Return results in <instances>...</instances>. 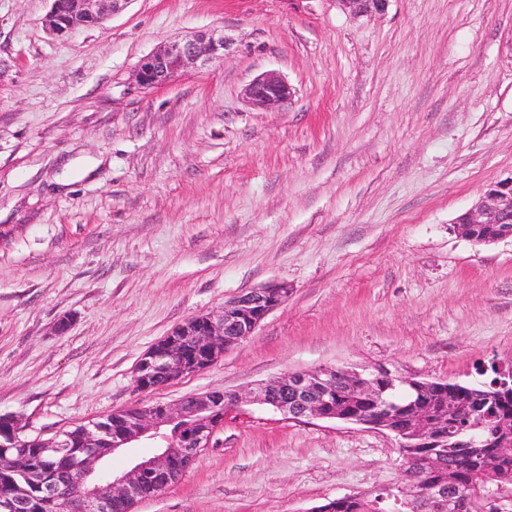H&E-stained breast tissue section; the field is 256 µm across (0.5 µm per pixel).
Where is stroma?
Wrapping results in <instances>:
<instances>
[{
  "mask_svg": "<svg viewBox=\"0 0 512 512\" xmlns=\"http://www.w3.org/2000/svg\"><path fill=\"white\" fill-rule=\"evenodd\" d=\"M0 0V415L48 439L132 405L319 367L477 385L512 364V239L454 219L512 175V0H127L71 37ZM224 35L141 90L138 62ZM274 71L279 110L245 87ZM288 300L212 366L140 391L141 356L251 289ZM67 329H60V322ZM386 431L256 402L135 512H399ZM223 57V33L203 32L191 39L172 41L140 60L136 85L141 89L154 88L179 72L201 68ZM248 102L258 109H275L292 96V88L280 75L269 72L252 80L245 88Z\"/></svg>",
  "mask_w": 512,
  "mask_h": 512,
  "instance_id": "1",
  "label": "stroma"
}]
</instances>
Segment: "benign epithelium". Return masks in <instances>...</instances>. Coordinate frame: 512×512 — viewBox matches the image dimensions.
I'll list each match as a JSON object with an SVG mask.
<instances>
[{
  "instance_id": "obj_1",
  "label": "benign epithelium",
  "mask_w": 512,
  "mask_h": 512,
  "mask_svg": "<svg viewBox=\"0 0 512 512\" xmlns=\"http://www.w3.org/2000/svg\"><path fill=\"white\" fill-rule=\"evenodd\" d=\"M127 0H51L46 17L50 32L65 38L80 28L103 23ZM356 15L381 12L388 0H340ZM224 57V34L203 32L191 39L168 43L143 57L135 73L136 85L150 89L162 85L175 74L201 68ZM248 102L258 109H275L292 96V88L280 75L269 72L252 80L245 88ZM455 224L468 239L491 244L512 239V176L487 188L473 208L456 218ZM288 285L275 283L243 292L230 298L217 313L195 316L175 327L147 350L136 367L135 382L143 391H153L183 376L210 367L228 348L252 336L261 322L288 299ZM418 395L448 394V407H469L463 401L466 387L446 381L397 378L379 370L368 376L343 369L321 368L284 374L253 391V399L272 407L290 419L312 417L386 430L398 439L406 461V472L414 468L439 470L444 459L462 460L459 448H474L473 439L455 440L441 432L448 425V414L436 415L414 409L411 426L403 431L393 425L392 404L384 393L394 384ZM491 391L484 397L506 405L512 401V367L495 368ZM373 407L366 414L342 404L341 395ZM238 393L212 391L195 394L176 404L157 403L112 413V425L103 420L75 426V435H58L42 441L48 452L70 446L81 449L73 469L77 471L76 499L62 496L49 472L31 468L19 473L13 497L0 500V512H23L30 489L44 493L43 504L55 512H112V504L122 503L126 512L147 498L150 481L166 487L177 481L202 451L211 447L213 437L224 424V415L242 402ZM149 436L163 445L153 456L143 459L127 472L109 479L101 478L99 465L116 450ZM25 444L18 421L0 415V447L20 448ZM415 448H426L416 454ZM429 483L410 494L424 499L431 512H472L471 489L451 475Z\"/></svg>"
}]
</instances>
